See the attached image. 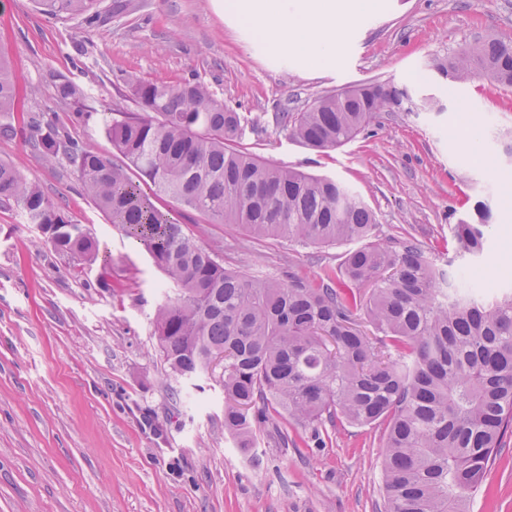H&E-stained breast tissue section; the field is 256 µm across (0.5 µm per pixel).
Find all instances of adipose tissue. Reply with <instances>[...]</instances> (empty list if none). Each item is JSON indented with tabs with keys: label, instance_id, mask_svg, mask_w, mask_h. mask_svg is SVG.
Instances as JSON below:
<instances>
[{
	"label": "adipose tissue",
	"instance_id": "adipose-tissue-1",
	"mask_svg": "<svg viewBox=\"0 0 512 512\" xmlns=\"http://www.w3.org/2000/svg\"><path fill=\"white\" fill-rule=\"evenodd\" d=\"M376 0H224L225 13L250 26L264 41L293 49L311 69L326 68L336 56V23L355 21Z\"/></svg>",
	"mask_w": 512,
	"mask_h": 512
}]
</instances>
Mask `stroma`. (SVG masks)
Here are the masks:
<instances>
[{"mask_svg": "<svg viewBox=\"0 0 512 512\" xmlns=\"http://www.w3.org/2000/svg\"><path fill=\"white\" fill-rule=\"evenodd\" d=\"M123 2L116 14L102 0L90 24L46 15L36 0H0V49L19 92L17 112L0 114L15 128L0 137V160L99 247L92 264L56 252L0 201V512H384L382 428L264 423L244 450L224 432L217 378L167 376L152 323L166 275L109 224L66 158L44 159L31 126L110 155L104 112L129 109V78L199 80L253 120L238 149L350 187L375 214L376 242L410 237L439 268L465 269L488 291L512 288V87L486 75L451 84L431 69L487 36L512 44V0H378L337 25L336 60L317 72L224 15L219 0ZM61 74L83 89L81 102L59 97ZM368 83L407 87L411 109L377 114L324 152L289 139L283 113ZM478 200L492 207L487 245L463 255L453 228ZM155 204L251 277L312 279L348 249L255 239L170 198ZM470 510L512 512V434Z\"/></svg>", "mask_w": 512, "mask_h": 512, "instance_id": "obj_1", "label": "stroma"}]
</instances>
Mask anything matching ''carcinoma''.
Listing matches in <instances>:
<instances>
[{
  "label": "carcinoma",
  "instance_id": "1",
  "mask_svg": "<svg viewBox=\"0 0 512 512\" xmlns=\"http://www.w3.org/2000/svg\"><path fill=\"white\" fill-rule=\"evenodd\" d=\"M56 17H99V0H39ZM466 82L480 71L512 85V45L496 38L435 65ZM58 92L82 89L60 74ZM135 111L106 125L126 160L82 147L49 127L39 148L64 155L109 222L143 245L176 298L154 315L169 375L192 379L224 355V432L248 448L273 417L314 431L342 419L384 426L386 512H470L489 463L512 429V290L490 297L460 271L446 273L412 240L373 241L370 207L344 184L264 162L236 149L248 116L224 106L200 81L128 82ZM17 89L0 53V113L15 111ZM404 90L361 85L320 98L284 122L290 138L325 151L357 136L379 112L401 110ZM168 197L254 238L305 244L356 242L336 269L307 281L249 278L224 268L153 203ZM0 200L53 230L45 242L86 262L92 233L57 209L40 187L0 161ZM491 206L454 228L456 251L482 253ZM348 281L356 296L335 287Z\"/></svg>",
  "mask_w": 512,
  "mask_h": 512
}]
</instances>
